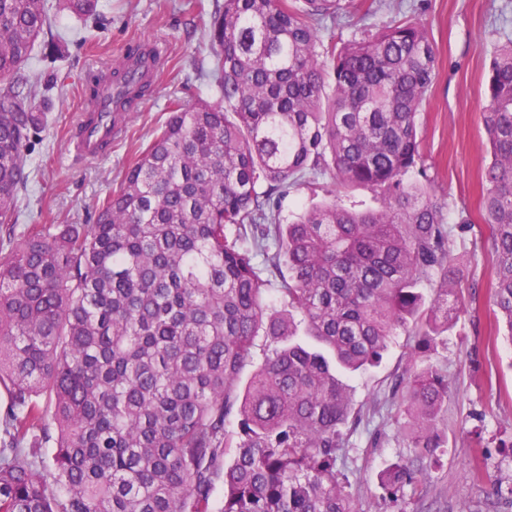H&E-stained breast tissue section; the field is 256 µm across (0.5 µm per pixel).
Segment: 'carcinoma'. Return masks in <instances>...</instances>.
Listing matches in <instances>:
<instances>
[{"label": "carcinoma", "mask_w": 512, "mask_h": 512, "mask_svg": "<svg viewBox=\"0 0 512 512\" xmlns=\"http://www.w3.org/2000/svg\"><path fill=\"white\" fill-rule=\"evenodd\" d=\"M352 0H214L215 102L170 103L162 130L93 224H30L0 261V512H360L339 466L360 420L344 373L380 363L413 324L394 384L419 456L445 455L448 376L426 364L472 297L444 206L405 181L437 77L422 23L398 18L336 48L320 30ZM79 19L98 0H58ZM47 0H0V228L46 126L29 68ZM481 209L494 304L512 336V38L491 57ZM377 191V209L282 201L313 172ZM280 277L288 310L263 302ZM436 278L432 302L420 288ZM300 317L311 345L297 336ZM274 347L237 394L259 334ZM237 415L235 454L226 430ZM51 451V465L45 464ZM422 472L380 475L397 501ZM224 482L220 510L212 507Z\"/></svg>", "instance_id": "carcinoma-1"}]
</instances>
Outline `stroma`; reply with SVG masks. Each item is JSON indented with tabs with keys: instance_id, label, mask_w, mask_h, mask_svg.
I'll return each instance as SVG.
<instances>
[{
	"instance_id": "35a3bbf8",
	"label": "stroma",
	"mask_w": 512,
	"mask_h": 512,
	"mask_svg": "<svg viewBox=\"0 0 512 512\" xmlns=\"http://www.w3.org/2000/svg\"><path fill=\"white\" fill-rule=\"evenodd\" d=\"M355 11L326 24L324 42L343 44L386 27L402 15L427 26L437 53L438 75L418 117L423 131L419 170L406 179L429 176L432 193L445 204L453 232L450 248L464 285L476 299L438 341L429 362L447 374L448 403L438 427L448 437L440 462L425 460L426 479L405 500L382 499L379 473L411 460L415 452L405 430L407 416L396 378L412 366L418 341L400 331L380 367L349 379L361 420L340 452L363 512H512V345L496 339L492 255L483 235L481 173L489 161L482 112L487 102L490 54L512 37V0H355ZM212 0H99L98 17L85 23L59 8L51 10V31L32 56L39 80L56 75L45 92L47 126L31 155L29 180L20 192L19 228L30 224H90L98 205L119 188L137 150L166 123L170 99L211 101L208 78L214 64L209 41ZM57 41L60 55L48 45ZM163 42L167 59L153 93L130 113L126 134L110 155L81 160L69 151L66 133L83 103L84 78L111 66L130 44ZM346 209L378 207L370 191L338 190L326 173L291 191L282 214L291 219L328 198ZM472 223L461 231L460 222Z\"/></svg>"
}]
</instances>
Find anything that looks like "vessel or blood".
Listing matches in <instances>:
<instances>
[{"label": "vessel or blood", "mask_w": 512, "mask_h": 512, "mask_svg": "<svg viewBox=\"0 0 512 512\" xmlns=\"http://www.w3.org/2000/svg\"><path fill=\"white\" fill-rule=\"evenodd\" d=\"M134 84L153 83L162 64L163 49L154 42L138 45L128 58ZM136 108V101L116 90L101 92L94 104L85 105L78 120L71 128L70 143L78 156L97 159L112 152V143L125 130L129 112Z\"/></svg>", "instance_id": "b4317fda"}]
</instances>
